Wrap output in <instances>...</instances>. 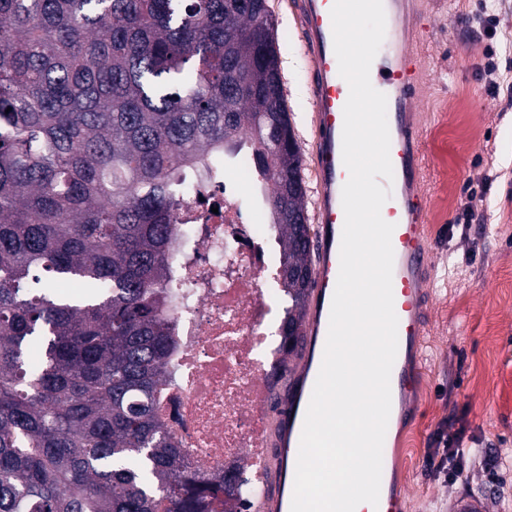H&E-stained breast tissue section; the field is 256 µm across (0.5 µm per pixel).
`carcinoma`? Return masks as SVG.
<instances>
[{
  "mask_svg": "<svg viewBox=\"0 0 512 512\" xmlns=\"http://www.w3.org/2000/svg\"><path fill=\"white\" fill-rule=\"evenodd\" d=\"M252 151L293 356L314 271L267 0H0V512H210L154 412L175 226Z\"/></svg>",
  "mask_w": 512,
  "mask_h": 512,
  "instance_id": "carcinoma-1",
  "label": "carcinoma"
}]
</instances>
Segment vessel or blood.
Listing matches in <instances>:
<instances>
[{
	"instance_id": "b4317fda",
	"label": "vessel or blood",
	"mask_w": 512,
	"mask_h": 512,
	"mask_svg": "<svg viewBox=\"0 0 512 512\" xmlns=\"http://www.w3.org/2000/svg\"><path fill=\"white\" fill-rule=\"evenodd\" d=\"M334 0H293L300 19L304 43L312 62L313 156L319 189L314 287L306 317V355L289 376L282 397L277 426L279 456H286L300 443L304 417L321 367L327 339L330 309L338 273L344 212L342 187L349 172L342 161L343 107L349 86L340 76L333 49L330 10ZM386 33L382 48L370 71L371 83L387 97L390 158L394 170L391 196L381 209L393 223L394 265L392 289L398 318V346L391 371V419L414 421L418 411L411 396L420 375L424 355L428 294L426 285L433 275V248L425 234L427 200L421 183L424 146L416 110L417 42L422 28L420 0H383ZM289 474L285 466L275 472V487L265 502L268 512H290L284 497ZM379 502L386 512H405L406 498L391 481L381 483ZM488 499L482 494L459 493L450 512H487Z\"/></svg>"
}]
</instances>
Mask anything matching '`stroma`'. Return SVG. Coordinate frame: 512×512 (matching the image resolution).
<instances>
[{"instance_id": "obj_1", "label": "stroma", "mask_w": 512, "mask_h": 512, "mask_svg": "<svg viewBox=\"0 0 512 512\" xmlns=\"http://www.w3.org/2000/svg\"><path fill=\"white\" fill-rule=\"evenodd\" d=\"M292 0H268L284 93L302 149L309 214L319 190L311 153V63ZM426 25L417 105L423 128L435 252L419 413L421 450L440 424L468 451L455 484L417 465L403 480L407 512H450L456 494H486L512 512V0H423ZM488 11L490 28L470 24ZM498 65L489 80L488 60ZM471 208L469 223L459 220Z\"/></svg>"}]
</instances>
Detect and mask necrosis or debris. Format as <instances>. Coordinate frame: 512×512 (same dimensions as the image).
I'll return each mask as SVG.
<instances>
[{
	"label": "necrosis or debris",
	"mask_w": 512,
	"mask_h": 512,
	"mask_svg": "<svg viewBox=\"0 0 512 512\" xmlns=\"http://www.w3.org/2000/svg\"><path fill=\"white\" fill-rule=\"evenodd\" d=\"M252 179L225 167L182 204L194 230L177 275L190 283L171 310L174 347L156 388L157 412L184 471L209 479L236 471L264 487L272 423L268 400L287 367L274 327L285 317L275 229L260 205L240 204Z\"/></svg>",
	"instance_id": "4bbe7bcc"
}]
</instances>
